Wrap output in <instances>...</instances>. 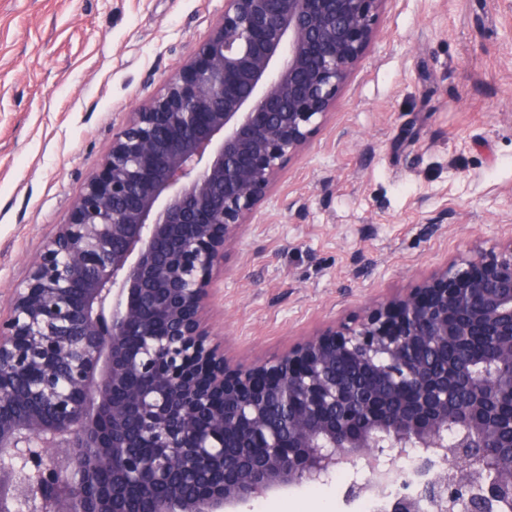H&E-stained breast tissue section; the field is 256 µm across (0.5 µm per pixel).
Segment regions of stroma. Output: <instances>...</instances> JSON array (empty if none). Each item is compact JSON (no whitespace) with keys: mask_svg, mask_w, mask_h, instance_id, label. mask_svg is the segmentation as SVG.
I'll use <instances>...</instances> for the list:
<instances>
[{"mask_svg":"<svg viewBox=\"0 0 512 512\" xmlns=\"http://www.w3.org/2000/svg\"><path fill=\"white\" fill-rule=\"evenodd\" d=\"M223 14L224 0H0V315L130 112ZM377 30L212 284L234 361L512 237V0H387ZM302 491L236 512H334Z\"/></svg>","mask_w":512,"mask_h":512,"instance_id":"1","label":"stroma"}]
</instances>
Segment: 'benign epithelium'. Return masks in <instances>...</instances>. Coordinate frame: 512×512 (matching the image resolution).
Wrapping results in <instances>:
<instances>
[{
  "label": "benign epithelium",
  "instance_id": "obj_1",
  "mask_svg": "<svg viewBox=\"0 0 512 512\" xmlns=\"http://www.w3.org/2000/svg\"><path fill=\"white\" fill-rule=\"evenodd\" d=\"M387 0H224L163 93L131 113L0 318V512H231L369 461L391 512H509L512 237L431 270L282 355L233 365L210 285L337 104ZM138 336L136 346L128 337ZM350 357L378 384L341 380ZM457 429L448 447V427ZM430 472L400 491L396 464ZM454 457L462 465L448 466Z\"/></svg>",
  "mask_w": 512,
  "mask_h": 512
}]
</instances>
